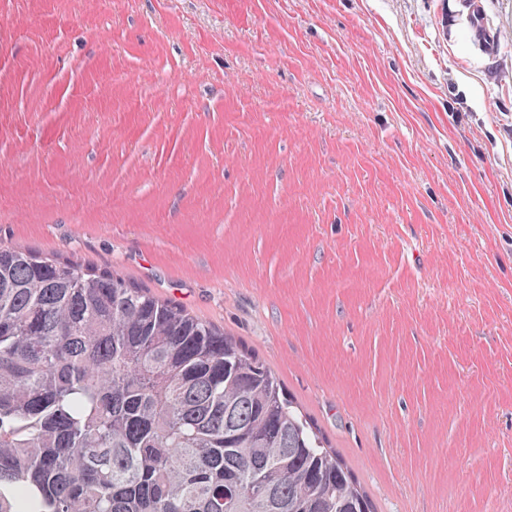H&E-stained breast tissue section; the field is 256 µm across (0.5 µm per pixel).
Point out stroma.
Listing matches in <instances>:
<instances>
[{
  "instance_id": "obj_1",
  "label": "stroma",
  "mask_w": 512,
  "mask_h": 512,
  "mask_svg": "<svg viewBox=\"0 0 512 512\" xmlns=\"http://www.w3.org/2000/svg\"><path fill=\"white\" fill-rule=\"evenodd\" d=\"M0 0V242L244 340L377 512H512V0ZM469 20L476 41L486 45L497 42V32L489 25L477 8H473Z\"/></svg>"
}]
</instances>
